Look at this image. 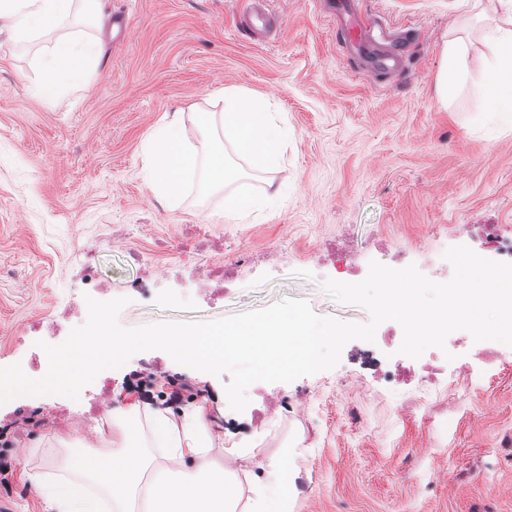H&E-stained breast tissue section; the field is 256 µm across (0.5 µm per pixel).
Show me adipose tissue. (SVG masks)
Instances as JSON below:
<instances>
[{"mask_svg": "<svg viewBox=\"0 0 512 512\" xmlns=\"http://www.w3.org/2000/svg\"><path fill=\"white\" fill-rule=\"evenodd\" d=\"M96 17L103 0H0V28L20 41L56 31L76 8ZM489 49L479 77H471L468 43L455 38L445 45L446 63L436 78L441 98L462 84L472 86L479 111L489 124L512 127V12L487 28ZM98 55L95 41L60 39L39 59L40 86L51 90L61 77L80 81ZM97 448L86 449L91 466L76 477L37 480L49 512H294L293 475L284 459L270 460L260 477H241L236 466L243 449L225 445L196 404L173 414L139 401L106 411L96 431ZM221 458H214V448Z\"/></svg>", "mask_w": 512, "mask_h": 512, "instance_id": "1", "label": "adipose tissue"}]
</instances>
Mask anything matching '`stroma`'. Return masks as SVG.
<instances>
[{
    "instance_id": "obj_1",
    "label": "stroma",
    "mask_w": 512,
    "mask_h": 512,
    "mask_svg": "<svg viewBox=\"0 0 512 512\" xmlns=\"http://www.w3.org/2000/svg\"><path fill=\"white\" fill-rule=\"evenodd\" d=\"M363 20L406 34L388 52L406 51L400 75L374 79L348 59L322 0H263L269 32L244 35L243 0H105L96 25L65 22L62 37L98 38L83 86L38 92L33 52L0 33V364L24 363L21 338L38 320L60 317L78 258L104 257L128 245L140 268L159 278L155 303L132 299L119 322L192 323L264 308L287 298L309 301L322 317L367 323L362 306L343 303L322 284L328 243L348 237L375 253L436 245L450 228L502 224L512 229V128L491 130L468 89L441 101L434 89L443 47L464 10L458 0H357ZM127 17L126 37L112 16ZM238 88L268 99L288 126L284 161L271 172L230 185L262 198V209L229 224L223 192H190L168 203L148 187L146 140L166 115L182 110L179 131L204 149L193 115L220 111L214 93ZM248 263L228 298L197 293L183 265ZM142 371L208 391V420L222 415L229 374L199 380L164 351L143 354ZM287 406L269 427L236 413L261 465L290 446L298 453L295 512H512V365L470 384L459 380L420 400L392 397L344 366L279 384ZM47 395L33 416L0 408V433L13 443L9 487L0 512H47L35 476H55L60 405ZM360 409L361 421L349 419Z\"/></svg>"
}]
</instances>
